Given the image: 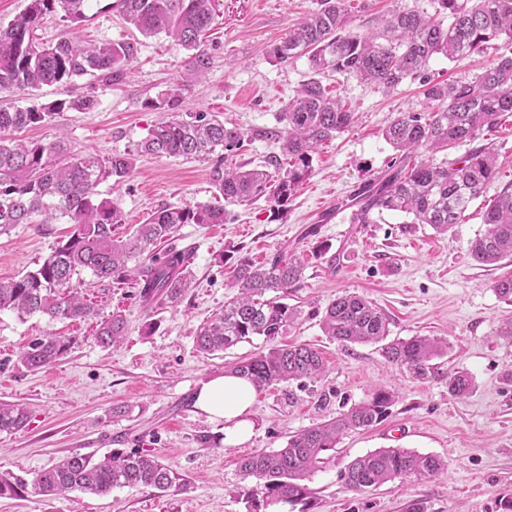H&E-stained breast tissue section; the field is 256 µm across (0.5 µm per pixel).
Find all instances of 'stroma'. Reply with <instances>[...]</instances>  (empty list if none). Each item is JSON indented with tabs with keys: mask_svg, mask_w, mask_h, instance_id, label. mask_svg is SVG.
<instances>
[{
	"mask_svg": "<svg viewBox=\"0 0 512 512\" xmlns=\"http://www.w3.org/2000/svg\"><path fill=\"white\" fill-rule=\"evenodd\" d=\"M317 0H219L207 50L213 65L205 78L185 79L188 53L165 36H142L123 19L114 0H95L85 21L72 24L46 16L37 37L53 41L67 33L99 42L133 46L129 69L105 83L90 75L69 85L54 84L18 95H1L0 107L47 105L75 95L92 97L87 112L58 111L43 124L17 132L24 141L65 137L74 152L109 156L130 153L134 169L120 187L101 183L100 197L119 202L126 228L143 223L161 207L194 203L223 205L211 180V161L138 155L136 148L166 112L148 108L171 83L186 80L181 113H204L237 126L249 139L227 153L225 165L259 167L282 157L280 141L268 137L281 112L311 72L308 60L275 62L271 46L316 7ZM403 4L434 14L435 0H349L352 30H374L375 18ZM506 50L503 41L462 62L435 56L429 72L439 80H469ZM329 93L355 114L353 124L325 141L313 156L309 174L296 187L287 209L271 214L265 200L233 208L226 224H183L178 248L191 255V286L178 305L144 308L136 286L96 284L81 273V287L104 313L128 321L123 343L107 349L94 336V322L49 321L34 315L18 320L0 314V401L21 402L30 410L25 428L0 434V468L31 477L78 453L103 456L144 448L177 472L186 489L167 496L142 488H116L109 495L71 492L63 496L0 499V512H246L238 491L240 457L286 446L289 436L336 417L370 398L377 387L396 400L388 417L366 431L347 433L330 451V463L309 482L310 512H408L421 502L426 512H504L512 500V342L500 329L512 320V303L493 290L512 276V261L478 265L473 241L486 226L481 213L501 188L512 183V114L483 131L478 141L497 154L498 174L469 206L463 223L440 234L427 224H410L397 211L374 214L372 223L353 224L347 200L366 181L383 175L394 150L385 128L398 113L422 111L425 98L415 81L387 94L350 75L326 73ZM20 224L0 236V279L34 270L68 232ZM251 259L280 255L300 265L301 281L285 300L301 316L288 342L312 345L326 371L299 384L257 391L249 416L253 435L244 444L224 443V425L196 410L200 384L225 365L267 347L262 337L205 356L195 332L222 311L236 294L230 279L239 252ZM366 297L388 317L394 338L435 336L448 343L419 378L406 366L391 364L379 345L342 343L325 336L321 319L342 292ZM57 333L71 337L68 352L50 368L30 372L17 354L32 339ZM471 374V393H448V375ZM128 405L123 415L114 406ZM214 443H199V435ZM377 448H408L445 458L446 474L397 479L357 494L340 473L354 458Z\"/></svg>",
	"mask_w": 512,
	"mask_h": 512,
	"instance_id": "35a3bbf8",
	"label": "stroma"
}]
</instances>
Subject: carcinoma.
<instances>
[{"instance_id": "1", "label": "carcinoma", "mask_w": 512, "mask_h": 512, "mask_svg": "<svg viewBox=\"0 0 512 512\" xmlns=\"http://www.w3.org/2000/svg\"><path fill=\"white\" fill-rule=\"evenodd\" d=\"M94 0H28L23 12L0 26V93H20L42 85L71 83L75 77L98 74L117 80L132 59V47L122 42L84 46L76 36L40 42L34 31L48 14L60 13L78 23ZM127 23L140 34H163L189 51L185 70L201 76L211 67L205 49L217 0H117ZM348 0H317V8L272 45L270 56L278 63L307 57L312 76L288 102L280 121L285 123L283 151L287 163L269 161L273 170L227 167L220 158L211 169V183L228 205L268 199L270 211L286 209L295 186L309 173L317 146L345 131L355 118L339 100L329 95L317 75L326 72L353 75L386 89L405 80L424 87L426 111L401 112L386 127L384 137L407 158L417 150L448 149L467 145L460 158L433 166L420 162L402 165L369 180L353 195L351 223L371 224L374 212L397 211L411 216L413 224H428L446 233L462 222L469 204L497 175L496 157L487 145H474L480 133L512 113V52L498 56L471 81L445 83L427 73L430 60L443 55L460 62L483 51L493 40L512 42V0H437L429 15L399 6L380 20L375 31L360 34L349 29ZM185 84L175 82L148 106L170 116L159 122L138 145L137 152L162 156L210 159L240 148L244 132L200 113L188 121L180 117ZM95 105L87 96H75L41 108L0 109V235L18 224L43 230L50 224H70L66 239L57 242L38 267L22 276L0 280V312L9 310L19 319L40 315L51 321L97 320L95 336L107 347L118 345L127 332L121 314H101L98 304L85 299L73 283L83 271L98 283L122 284L133 280L146 308L161 302H180L190 287V256L172 245L182 224H222L224 208L209 204L163 207L153 212L132 233L124 232L118 201L97 197V187L112 181L118 188L130 176L131 154L99 157L71 150L63 139L21 144L11 135L39 125L57 109L85 112ZM486 232L471 246L472 258L495 265L512 258V184L502 187L482 212ZM163 244L166 250L157 251ZM142 262L130 268L128 262ZM303 269L278 255L256 264L246 255L232 270L237 294L224 311L196 332V349L211 355L254 336L271 346L258 355L231 363L224 371L248 378L261 390L319 376L325 363L321 353L307 344H284L300 318L299 310L282 301V295L302 278ZM278 292V297H266ZM324 335L350 344H382L391 363L408 367L425 377L430 361L447 349L431 336L387 341V316L361 295L342 293L326 308L321 320ZM71 339L48 334L19 351L18 364L38 371L55 364L67 352ZM473 389L465 371L448 374V394L462 397ZM394 402L389 390L375 389L369 400L339 416L291 435L285 447L256 452L238 462L247 512L259 505L304 503L311 490L306 481L328 464L324 453L335 448L341 436L367 430L387 417ZM28 407L0 402V433L25 427ZM448 469L436 455L405 448H379L351 460L342 471L348 489L362 493L397 478H431ZM186 483L160 458L143 450H114L101 459L76 454L25 478L0 473V498L49 497L80 491L107 496L114 488H146L165 493Z\"/></svg>"}]
</instances>
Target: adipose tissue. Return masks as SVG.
<instances>
[{
  "label": "adipose tissue",
  "instance_id": "obj_1",
  "mask_svg": "<svg viewBox=\"0 0 512 512\" xmlns=\"http://www.w3.org/2000/svg\"><path fill=\"white\" fill-rule=\"evenodd\" d=\"M255 398L249 379L236 374H218L199 389L195 406L210 419L224 423V443L235 446L246 442L252 424L248 419Z\"/></svg>",
  "mask_w": 512,
  "mask_h": 512
}]
</instances>
